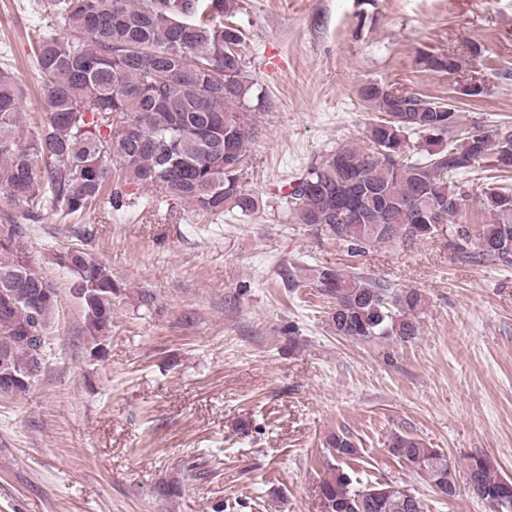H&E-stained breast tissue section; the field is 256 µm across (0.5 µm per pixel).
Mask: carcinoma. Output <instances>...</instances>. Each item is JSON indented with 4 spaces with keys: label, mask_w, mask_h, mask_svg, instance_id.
I'll return each mask as SVG.
<instances>
[{
    "label": "carcinoma",
    "mask_w": 512,
    "mask_h": 512,
    "mask_svg": "<svg viewBox=\"0 0 512 512\" xmlns=\"http://www.w3.org/2000/svg\"><path fill=\"white\" fill-rule=\"evenodd\" d=\"M237 0H51L34 53L45 120L25 146L16 131L23 93L0 70V192L36 221L95 206L191 207L202 216L261 210L245 188L242 161L252 138L254 83L245 75L242 30L224 18ZM427 65L458 72L451 57ZM360 96L376 119L367 141L339 145L311 162L280 195L293 223L335 240L350 257L380 244L411 245L453 231L448 245L468 260L512 267V189L482 178L476 194L489 214L465 223L470 178L512 168V130H467L453 104L365 83ZM415 143H410L412 136ZM146 189L153 196L137 191ZM18 225L0 224V253H12ZM77 279L89 334L106 336L121 292L112 271L81 248L57 257ZM292 288L312 286L334 300L331 331L369 341L417 335L426 307L419 291L397 290L360 273L290 262ZM0 393L29 391L44 360V331L60 304L56 288L22 259L0 261ZM336 459L362 458L345 432L330 437ZM391 456L425 472L435 493H456L448 457L419 438L393 434ZM471 492L512 512V477L489 457H467ZM324 512H424L409 489L377 481L357 488L341 467L321 481Z\"/></svg>",
    "instance_id": "1"
}]
</instances>
